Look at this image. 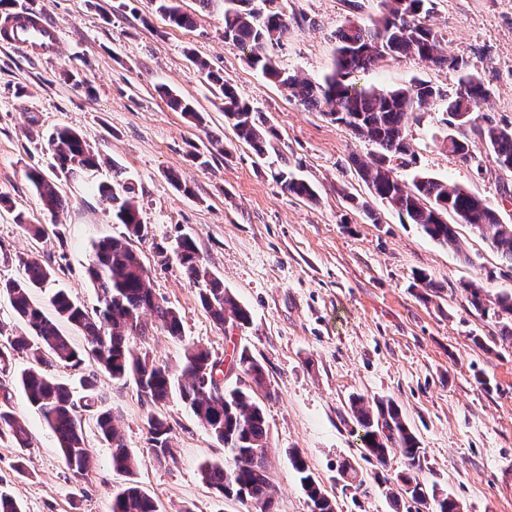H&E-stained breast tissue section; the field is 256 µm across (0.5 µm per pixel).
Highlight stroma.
<instances>
[{"label": "stroma", "instance_id": "1", "mask_svg": "<svg viewBox=\"0 0 512 512\" xmlns=\"http://www.w3.org/2000/svg\"><path fill=\"white\" fill-rule=\"evenodd\" d=\"M281 3L287 16L305 22L290 25L272 55L289 72L321 78L332 67L335 33L350 16L346 0ZM179 5L192 26L169 23L150 0H16V9L34 8L55 21L62 45L53 58L0 47V194L8 198L0 204V278L18 277L20 259L34 257L53 268L47 287L31 295L35 305L46 306L52 289L64 288L95 307L97 293L85 272L91 246L123 231L105 212L97 187L122 168L149 228L132 246L153 293L179 313L184 328L179 340L152 330L135 347L174 368L188 342L221 360L244 345L264 365L275 512H310L289 462L292 450L335 499L336 512H393L387 493L399 491L405 461L396 450L383 466L365 458L349 411L356 396L400 407L422 448V478L446 489L464 512H512V477L495 466L512 455V345L493 343L494 316L470 309L461 288L474 281L488 299L512 294V271L470 226L456 227L466 251L461 257L372 199L353 165L371 160V143L250 67L245 52L224 40L222 8L204 11L197 0ZM426 22L441 47L462 60L463 71L415 56L385 58L357 73L358 85L385 92L425 80L450 94L466 71L491 89L478 118L512 123V0H434ZM198 58L264 112L278 134L267 157L235 138L221 100L194 64ZM161 84L191 102L200 121L171 109L157 93ZM446 108L436 100L410 122L415 161L396 165V175L409 183L423 174L471 190L512 224V197L503 192L512 187V173L499 170L476 138L471 160L450 153ZM32 115L37 125L29 124ZM61 126L83 134L109 163L88 177L57 178L65 205L53 217L42 210L26 172H51L46 138ZM283 167L315 188L316 201L282 190L273 173ZM350 193L369 201L378 222L347 201ZM20 212L46 225V234L28 237L15 222ZM185 234L250 310L248 327L221 328L203 308L174 254ZM421 272L435 290L417 282ZM96 375L138 457L135 478L160 512H250L202 482L200 465L223 461L224 448L178 397L152 406L134 384ZM12 403L32 435L30 474L14 478L15 451L4 441L0 476L10 479L24 512H109L125 479L113 471L111 450L93 421L84 423L92 468L77 482L25 396L14 392ZM152 412L173 428L174 462H158L149 449ZM344 460L357 469L360 491L345 488L338 472Z\"/></svg>", "mask_w": 512, "mask_h": 512}]
</instances>
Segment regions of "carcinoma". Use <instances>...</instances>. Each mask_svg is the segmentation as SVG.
<instances>
[{
  "label": "carcinoma",
  "mask_w": 512,
  "mask_h": 512,
  "mask_svg": "<svg viewBox=\"0 0 512 512\" xmlns=\"http://www.w3.org/2000/svg\"><path fill=\"white\" fill-rule=\"evenodd\" d=\"M155 11L179 27L193 24L176 0H150ZM202 9L219 3L224 6V39L248 51L247 62L269 81L287 90L304 106L318 110L331 121L347 126L356 136L377 147L371 162L357 160L358 174L371 195L386 204L410 224L442 247L458 254L462 245L448 214L468 224L491 244L512 270V224H504L497 210L476 193L431 177H417L407 186L394 174L390 159L410 162L414 156L407 140L406 128L415 114L443 97H448V127L472 130L484 142L491 160L506 172L512 168V124L499 125L491 120L477 123L476 109L491 97V89L478 76L463 70L458 57L444 51L435 30L425 24L433 0H379V13L370 23L354 16L336 32V57L331 72L318 80L301 78L281 68L269 48L288 35V19L278 0H262L264 9L253 6L254 0H198ZM414 55L436 66L459 69L462 74L452 96L429 82H417L408 88L378 92L359 88L352 81L355 73L367 69L384 57L397 59ZM212 84L224 105V116L238 140L246 143L258 158L274 148L278 138L265 117L242 100L224 76L211 69L204 60L196 62ZM158 94L175 111L192 118L197 111L192 103L180 98L167 86ZM47 146L56 168L69 176H85L100 165V157L85 138L67 128L49 134ZM112 184L97 186L112 222L124 228L123 235L103 239L92 245L87 274L98 291V306L89 310L72 299L62 288L54 291L50 304L62 318L83 331L85 347L78 351L60 334L55 322L30 301L31 291L43 287L50 279V266L36 258L21 259L22 274L0 281V297H5L23 328L0 343V370L11 369L13 361L24 358L27 366L15 376L16 386L31 407L54 434L65 468L79 481L91 469L86 445L83 415L92 417L98 437L112 448V468L126 477L125 486L112 496L110 512H158L154 500L133 480L136 458L124 443L114 424L112 408L96 385L95 375L82 379V393L53 376L58 366L77 368L85 363L107 373L116 381H131L149 403L158 404L176 395L193 413L203 428L220 444L231 459L229 463L207 461L199 468L202 481L222 497H234L250 503L255 512H273V497L267 463L268 428L257 392L270 396L263 365L242 348L229 365L213 357L205 347L195 343L184 348L183 360L173 371L157 365L131 349L130 339L149 336L143 315L149 312L155 324L173 337H182L178 312L154 296L149 272L130 241L148 234L141 224L132 185L121 178L112 166ZM27 179L44 210L56 216L63 208L58 186L39 168L27 171ZM283 190L312 201L317 194L311 185L295 178L288 170L275 174ZM176 258L184 277L199 289V299L216 324L245 328L251 323L249 311L238 304L224 289L220 278L202 261L194 240L185 235L176 243ZM470 306L481 315L493 312L500 319L497 339L512 342V295L497 298L489 308L483 286L468 282L462 285ZM230 371L235 377L248 379L251 386L219 383L220 375ZM0 401V441L6 439L16 448L13 472L28 474L26 450L30 435L26 425L13 412L11 393L3 388ZM354 423L365 434V456L383 466L389 453L397 449L406 460V470L399 475L402 496L434 512H463L453 496L421 480V448L409 429L399 406L391 400H379L375 411L356 398L350 408ZM148 444L160 462H173L172 427L157 414L147 416ZM291 465L306 494L311 512H336V500L329 497L309 473L302 456L289 452ZM346 486L362 487L358 471L349 461L339 464ZM0 512H22L11 494L7 481L0 478Z\"/></svg>",
  "instance_id": "carcinoma-1"
}]
</instances>
